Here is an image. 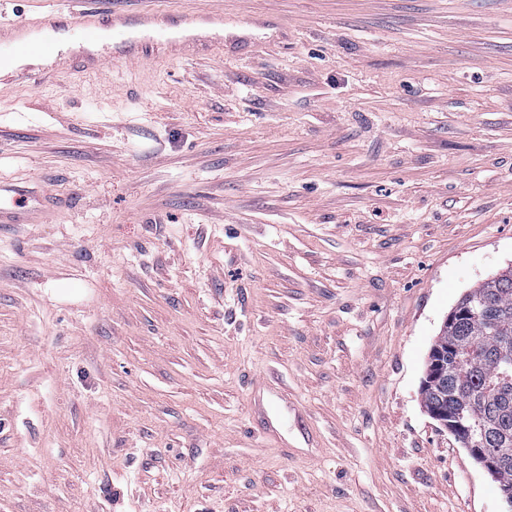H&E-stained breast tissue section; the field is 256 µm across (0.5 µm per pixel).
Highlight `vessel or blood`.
Returning <instances> with one entry per match:
<instances>
[{"label":"vessel or blood","mask_w":512,"mask_h":512,"mask_svg":"<svg viewBox=\"0 0 512 512\" xmlns=\"http://www.w3.org/2000/svg\"><path fill=\"white\" fill-rule=\"evenodd\" d=\"M187 28L173 31L169 12L157 7L135 9L103 5L102 0H54L36 20L16 14L0 20V61L23 59L26 67L11 75V82L32 80L57 83L61 73L46 66V59L60 56L64 38L78 35L83 43L73 56L77 72L96 74L108 58L127 66L140 64L148 52L162 50L181 58L211 42L212 31L223 28V14L201 10L183 15Z\"/></svg>","instance_id":"b4317fda"}]
</instances>
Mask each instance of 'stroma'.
Listing matches in <instances>:
<instances>
[{"instance_id": "35a3bbf8", "label": "stroma", "mask_w": 512, "mask_h": 512, "mask_svg": "<svg viewBox=\"0 0 512 512\" xmlns=\"http://www.w3.org/2000/svg\"><path fill=\"white\" fill-rule=\"evenodd\" d=\"M153 3L234 19L0 96V512H503L419 385L512 266V0Z\"/></svg>"}]
</instances>
